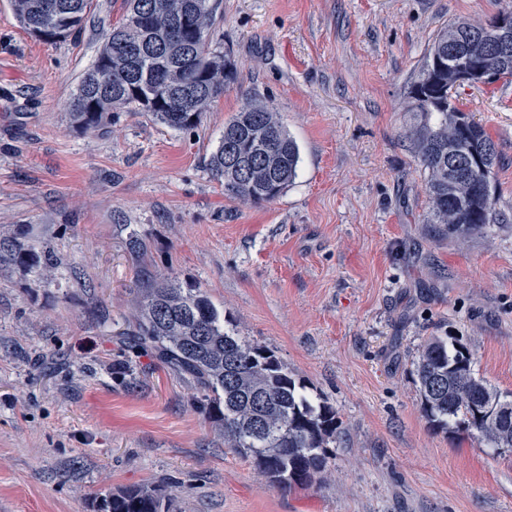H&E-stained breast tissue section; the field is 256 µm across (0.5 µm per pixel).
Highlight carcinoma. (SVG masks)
Returning a JSON list of instances; mask_svg holds the SVG:
<instances>
[{
  "instance_id": "cac0c4a2",
  "label": "carcinoma",
  "mask_w": 512,
  "mask_h": 512,
  "mask_svg": "<svg viewBox=\"0 0 512 512\" xmlns=\"http://www.w3.org/2000/svg\"><path fill=\"white\" fill-rule=\"evenodd\" d=\"M21 26L42 41L65 39L83 28L92 0H9ZM217 0H126L122 23L105 38L92 67L68 104L74 127L89 130L106 114L134 108L172 129L194 128L203 112L235 81L230 57L213 48ZM484 25L453 21L427 49L411 86L412 122L406 136L427 174L428 223L464 238L497 221L494 193L499 156L484 126L448 101L452 73L470 36ZM481 82L512 78V53L494 47L481 58ZM196 85L194 97L182 88ZM299 147L279 113L247 99L224 124L207 161L224 192L255 203L284 194L296 177ZM31 266L49 271L54 249L26 224L0 234V268ZM135 333L162 364L192 381L198 408L224 431V442L251 460L269 481L288 491L327 478L341 426L336 409L312 402L306 385L288 372L271 348L248 341L224 323L201 288H182L169 278L142 289ZM470 348L457 336L433 335L421 345L415 383L422 412L436 430H465L493 448H512V410L497 417L493 406L512 400L476 376ZM98 512H169L159 490L127 488L101 498Z\"/></svg>"
}]
</instances>
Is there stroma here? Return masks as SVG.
Wrapping results in <instances>:
<instances>
[{"instance_id":"obj_1","label":"stroma","mask_w":512,"mask_h":512,"mask_svg":"<svg viewBox=\"0 0 512 512\" xmlns=\"http://www.w3.org/2000/svg\"><path fill=\"white\" fill-rule=\"evenodd\" d=\"M511 1L221 0L213 46L237 79L178 131L130 109L93 130L70 121L124 0H93L79 36L53 43L0 0V232L34 225L58 259L44 275L0 270V512H97L143 486L174 512H512V449L434 430L414 375L423 341L448 333L512 396V81L452 91L499 153L498 221L482 232L428 223L405 136L438 30ZM249 97L300 149L270 202L228 196L206 167ZM162 276L205 289L335 408L320 487L269 484L190 382L129 348L141 290Z\"/></svg>"}]
</instances>
